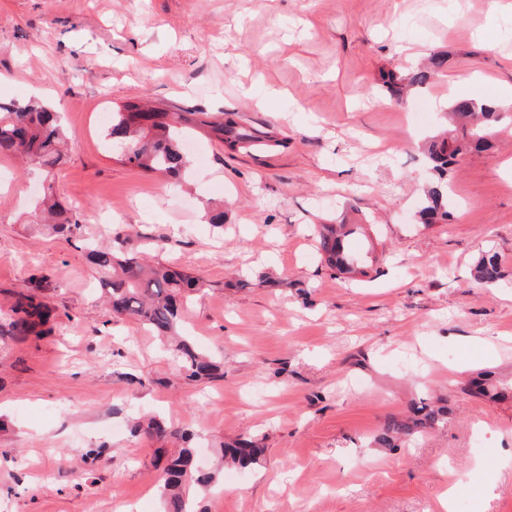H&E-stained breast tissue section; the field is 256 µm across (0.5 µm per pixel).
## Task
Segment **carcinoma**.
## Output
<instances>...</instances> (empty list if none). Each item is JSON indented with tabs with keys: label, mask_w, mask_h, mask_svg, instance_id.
Returning <instances> with one entry per match:
<instances>
[{
	"label": "carcinoma",
	"mask_w": 512,
	"mask_h": 512,
	"mask_svg": "<svg viewBox=\"0 0 512 512\" xmlns=\"http://www.w3.org/2000/svg\"><path fill=\"white\" fill-rule=\"evenodd\" d=\"M445 62L444 56L435 55L416 68L401 66L383 71L381 86L391 98L400 101L435 81ZM448 109L460 127V134L442 132L431 137L424 147L428 164L440 178L426 190L418 211L419 222L426 226L448 219L445 178L459 163L463 151L485 149L494 125L503 119L502 108L492 100L458 98L449 103ZM198 128L233 152L272 151L283 145L277 131L259 130L234 113L225 112L223 117L211 119L205 112H167L154 107L147 98L112 112L106 138L114 145L129 147V154L123 157L126 163L146 172L179 177L191 165L185 144ZM66 145L65 130L52 108L0 102V153L12 154L24 166L35 165L50 173L63 164ZM40 206L45 223L52 225L55 232L72 236L81 229L79 211L65 207L58 200L54 185L44 189ZM349 234L344 224H322L318 230L320 250L328 265L341 275L355 269V258L345 249ZM113 238L115 245L111 247L85 240L98 286L112 312L135 319L160 339L171 342L173 360L186 379L201 381L216 377L223 361L196 348L182 336V310L190 293L201 290L203 282L186 271L151 263L143 252L124 251L127 234L123 227L115 230ZM473 279L483 286L494 285L501 279L496 254L481 258ZM51 317L52 309L37 295L29 290L19 291L8 311L0 313V336H42ZM447 421L446 410L421 405L407 418H389L377 442L390 446L400 437L422 433ZM136 430L158 440L178 436L186 442V446L168 457L158 480V491L163 512H193L188 499L190 488L214 483L216 473L198 469L196 449L189 444L191 438L167 421L151 417L146 424L137 425ZM262 453L263 449L251 438L223 443L218 450L217 469L225 465L248 468L259 463Z\"/></svg>",
	"instance_id": "carcinoma-1"
}]
</instances>
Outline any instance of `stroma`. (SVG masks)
I'll return each instance as SVG.
<instances>
[{"label": "stroma", "mask_w": 512, "mask_h": 512, "mask_svg": "<svg viewBox=\"0 0 512 512\" xmlns=\"http://www.w3.org/2000/svg\"><path fill=\"white\" fill-rule=\"evenodd\" d=\"M440 77L405 102L379 73L431 53ZM512 0H0V100L61 112L55 170L79 235L34 221L45 173L0 154V304L33 290L55 314L41 338L0 336V512H161L172 442L130 431L157 413L209 468L251 437L260 464L195 488L200 512H512V125L448 177V221L417 211L434 175L422 144L460 97L512 108ZM149 98L171 112H236L286 141L228 153L204 132L174 180L121 163L100 104ZM220 207L224 225L209 224ZM354 225L353 281L322 259L317 224ZM126 227V249L200 278L185 311L224 375L176 373L153 333L103 304L88 238ZM501 278L475 284L486 251ZM448 422L385 448L414 405ZM101 449L92 473L81 456ZM494 483L482 498L478 485Z\"/></svg>", "instance_id": "obj_1"}]
</instances>
